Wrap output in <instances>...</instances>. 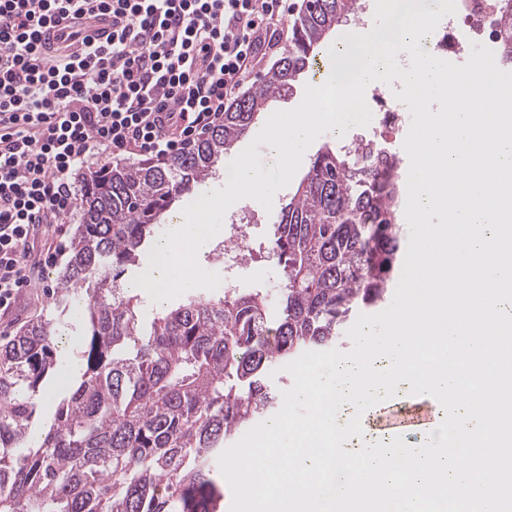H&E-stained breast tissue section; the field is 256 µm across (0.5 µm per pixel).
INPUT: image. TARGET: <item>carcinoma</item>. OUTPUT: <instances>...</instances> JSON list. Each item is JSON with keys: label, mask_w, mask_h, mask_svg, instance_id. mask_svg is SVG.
<instances>
[{"label": "carcinoma", "mask_w": 512, "mask_h": 512, "mask_svg": "<svg viewBox=\"0 0 512 512\" xmlns=\"http://www.w3.org/2000/svg\"><path fill=\"white\" fill-rule=\"evenodd\" d=\"M499 34L512 65V0ZM360 0H305L281 58L224 109V118L181 155L117 163L89 178L62 291L77 296L79 383L56 407L36 446L21 451L43 381L60 370L58 325L19 331L0 349V512H219L224 443L271 414L274 364L336 344L360 308L383 302L402 249L401 186L394 169L359 149L326 148L273 225L282 267L276 313L263 288L189 295L144 333L138 298L119 280L146 268V241L297 74Z\"/></svg>", "instance_id": "carcinoma-1"}]
</instances>
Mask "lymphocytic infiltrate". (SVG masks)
<instances>
[{
    "mask_svg": "<svg viewBox=\"0 0 512 512\" xmlns=\"http://www.w3.org/2000/svg\"><path fill=\"white\" fill-rule=\"evenodd\" d=\"M288 0H0V314L40 262L47 225L81 206L103 154L173 157L206 134L268 51ZM98 27L99 41L87 30Z\"/></svg>",
    "mask_w": 512,
    "mask_h": 512,
    "instance_id": "f902f5d3",
    "label": "lymphocytic infiltrate"
}]
</instances>
